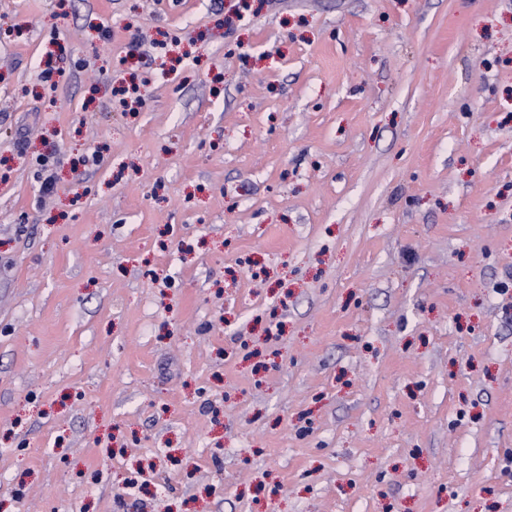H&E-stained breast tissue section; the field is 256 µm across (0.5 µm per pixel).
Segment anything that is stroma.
<instances>
[{
  "label": "stroma",
  "mask_w": 512,
  "mask_h": 512,
  "mask_svg": "<svg viewBox=\"0 0 512 512\" xmlns=\"http://www.w3.org/2000/svg\"><path fill=\"white\" fill-rule=\"evenodd\" d=\"M510 280L512 0H0V512H512Z\"/></svg>",
  "instance_id": "stroma-1"
}]
</instances>
